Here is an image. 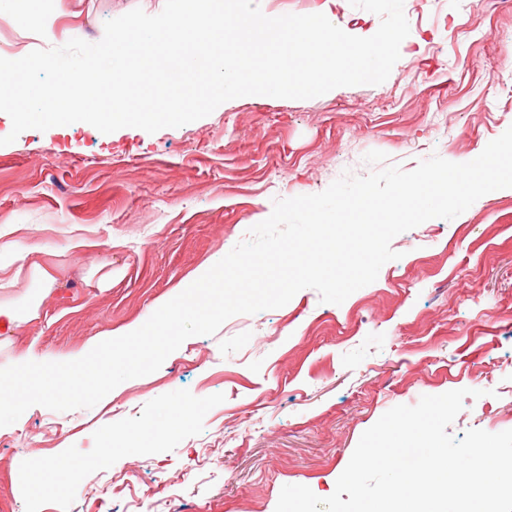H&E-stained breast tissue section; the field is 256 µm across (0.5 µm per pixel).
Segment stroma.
<instances>
[{"mask_svg": "<svg viewBox=\"0 0 512 512\" xmlns=\"http://www.w3.org/2000/svg\"><path fill=\"white\" fill-rule=\"evenodd\" d=\"M165 0H43L0 13V55L21 58ZM269 16L324 14L373 35L349 0H262ZM410 33L389 78L304 100L245 96L178 128L28 129L0 146V230L57 279L38 318L0 327V368L36 346L64 362L145 323L272 212L350 173L461 161L512 126V0H404ZM84 248H74V241ZM398 260L342 304L283 307L193 336L96 406L29 408L0 428V512H275L283 486L330 496L368 428L397 405L466 397L448 432L512 430V192L479 198L391 242ZM112 264V287L85 281ZM192 409L178 431L170 415ZM77 468L79 490L42 472ZM37 0H3L0 2L4 11L13 14L19 21L27 22L33 19L39 12Z\"/></svg>", "mask_w": 512, "mask_h": 512, "instance_id": "stroma-1", "label": "stroma"}]
</instances>
